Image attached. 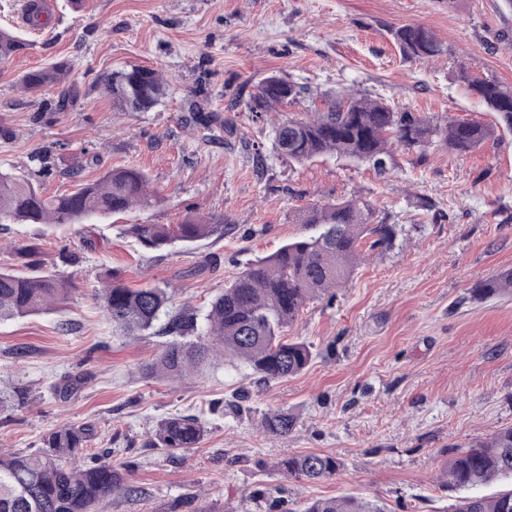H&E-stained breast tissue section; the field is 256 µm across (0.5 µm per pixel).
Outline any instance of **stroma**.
Here are the masks:
<instances>
[{"label":"stroma","mask_w":512,"mask_h":512,"mask_svg":"<svg viewBox=\"0 0 512 512\" xmlns=\"http://www.w3.org/2000/svg\"><path fill=\"white\" fill-rule=\"evenodd\" d=\"M19 0H0V29L28 47L0 62V171L26 172L46 193H68V172L90 181L118 166L142 169L157 203L74 225L0 223V268L53 273L71 288L65 305L0 322V386L30 392L0 411V448L41 450L53 429L91 431L77 466L127 464L145 496L113 498L101 512H255L266 490L300 505L312 499H380L389 512H444L439 483L455 450L512 425V297L472 292L512 267V132L456 154L431 145L397 150L378 175L360 160L304 163L273 149L274 122L300 115L283 106L255 118L257 85L280 75L314 91L353 90L435 121L494 116L458 81L459 70L512 87V0H54L48 25L19 22ZM432 31L445 52L404 58L395 29ZM66 60L80 96L54 107L61 88L32 95L22 74ZM129 65L157 71L169 91L147 112L113 109L103 80ZM198 102L218 116L196 124ZM358 198L374 220L397 225L391 250L372 252L333 300L300 313L291 337L311 345L306 372L264 383L218 361L184 380L144 368L159 336L112 333L97 295L107 274L130 288L171 289L172 310L205 316L247 263L306 234L295 221L314 204ZM203 217L223 235L153 250L128 224ZM36 246L24 265L17 246ZM79 379L67 400L53 387ZM286 410L296 427L281 438L260 430ZM172 414L195 415L208 433L176 456L147 447ZM333 455L344 469L317 482L271 470L279 458Z\"/></svg>","instance_id":"obj_1"}]
</instances>
